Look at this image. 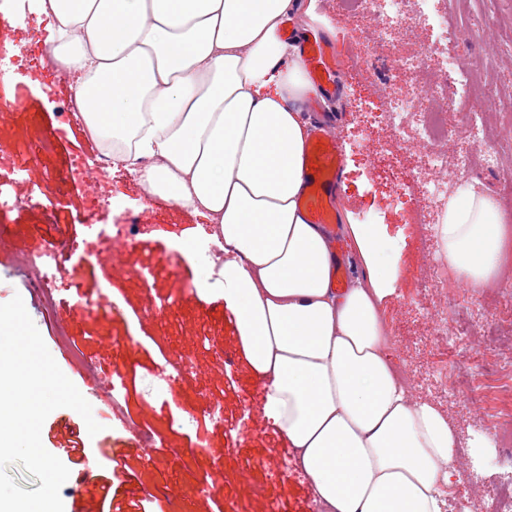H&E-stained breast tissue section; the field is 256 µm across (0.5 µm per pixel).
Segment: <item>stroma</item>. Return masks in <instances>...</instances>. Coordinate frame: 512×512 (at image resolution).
<instances>
[{
	"instance_id": "35a3bbf8",
	"label": "stroma",
	"mask_w": 512,
	"mask_h": 512,
	"mask_svg": "<svg viewBox=\"0 0 512 512\" xmlns=\"http://www.w3.org/2000/svg\"><path fill=\"white\" fill-rule=\"evenodd\" d=\"M415 10L414 0H408L404 28L374 46L380 60L427 48L438 58L451 52V44L437 40L432 23L416 21ZM381 23V18L367 17L353 25L338 13L336 0H301L292 21L303 31H327L352 50ZM510 33L512 0H498L478 37L459 57L478 87L495 90L482 103L491 144L505 137L512 123L502 105L512 97V61L498 52L501 39ZM339 81L341 93L325 109L339 117L336 137L344 150L340 250L356 268H363L350 227L371 216L390 248L393 266L391 291L380 304V314L395 362L410 375L413 397L429 402L447 418L457 454H470L474 444L484 440L487 457L512 455V421H502L499 436L486 435L480 394L457 392L433 376L442 357L433 334L435 313L451 305L456 312H471L477 322L484 311L495 313L492 328L470 339L472 348L482 353L475 366L491 378L501 366L484 348L512 346V306L500 305L493 285L448 298L423 288L431 255L421 228V204L394 194L395 183L415 170L420 148L398 149L389 127L367 121L366 110L382 103L378 86L355 82L347 74ZM71 85V79L52 66L43 68L37 83L18 75L0 81V108L14 105L0 117V151L11 154L15 167L11 182L0 190L20 196L47 185L53 191L51 207L0 210V223L10 226V242L0 249V304L21 295L52 357L93 411H100L102 402L85 381L80 363L62 356L55 339L57 324H67L73 347L96 365L100 381L133 368L140 380L129 389L127 418L102 419L103 429L96 435H89L82 417L69 408L56 409L45 420L43 445L70 470L61 489L64 512H75L87 480L110 484L116 503L125 506L157 498L163 512H214L219 503L224 512H316L309 479L296 467L287 442L261 416L264 384L244 359L232 316L224 307V282L217 276L205 279V267L189 251L199 238L196 217L174 202L146 197L139 177L124 169L111 180L112 216L131 224L130 244L112 265L67 250V242L85 239L93 219L84 183L65 180L64 174L74 156L91 160L96 155L73 114ZM46 139L53 143L48 151L41 148ZM469 181L474 191L500 204L504 223L512 225V193L504 192L501 173L484 168L476 158ZM53 245L60 248L59 262L66 272L81 267L82 278L74 286L66 273L58 277L60 302L49 312L31 290L18 259ZM80 297L92 303V310L77 308ZM156 306L162 307V314H153ZM180 361L191 362L192 373L169 387L151 388L148 379L156 369ZM215 407L223 410L217 425L207 417ZM189 415L196 419L194 426L177 428V421ZM129 418L155 432L160 445L154 452H134L135 440L125 424ZM117 454L125 456L130 471L113 469L110 458ZM218 468L223 480L214 495L202 477ZM499 480V470L483 464L468 467L460 474L457 498L448 512H494V502L479 491Z\"/></svg>"
}]
</instances>
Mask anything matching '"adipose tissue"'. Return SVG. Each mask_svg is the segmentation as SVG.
Listing matches in <instances>:
<instances>
[{
    "instance_id": "1",
    "label": "adipose tissue",
    "mask_w": 512,
    "mask_h": 512,
    "mask_svg": "<svg viewBox=\"0 0 512 512\" xmlns=\"http://www.w3.org/2000/svg\"><path fill=\"white\" fill-rule=\"evenodd\" d=\"M47 53L76 79L85 136L144 158L146 196L205 217L224 243V306L266 383L262 412L323 512H444L456 436L414 399L389 354L380 304L388 252L351 231L367 275L337 290L335 255L301 199L309 92L279 32L299 0H36ZM441 241L473 287L493 281L512 228L475 192L448 207Z\"/></svg>"
}]
</instances>
